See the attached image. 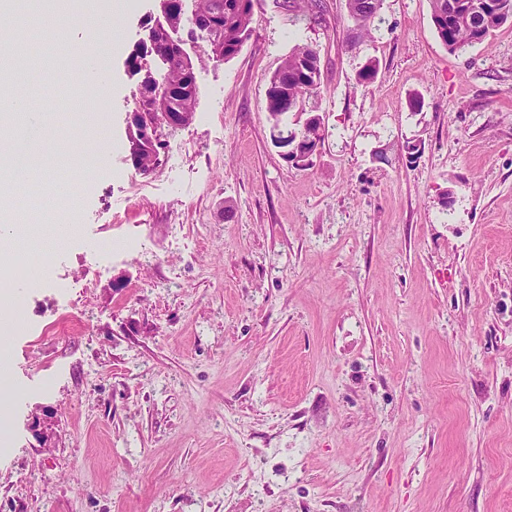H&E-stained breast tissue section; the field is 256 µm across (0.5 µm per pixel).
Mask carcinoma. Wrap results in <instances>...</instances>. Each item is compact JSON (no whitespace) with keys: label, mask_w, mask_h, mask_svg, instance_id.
<instances>
[{"label":"carcinoma","mask_w":512,"mask_h":512,"mask_svg":"<svg viewBox=\"0 0 512 512\" xmlns=\"http://www.w3.org/2000/svg\"><path fill=\"white\" fill-rule=\"evenodd\" d=\"M194 13L202 16L216 14L222 17L224 30L210 41L204 56L209 59H229L241 50L252 33L254 0H194ZM480 0H454L455 7L448 8V0H430L431 20L437 37L450 52L463 50L481 43L499 28L512 22V0H503L509 5V13H488V20L482 28H476ZM155 56L166 66L159 81L150 87V96L137 90L136 112H146L159 122L168 112L183 110L195 112L198 84L195 61L186 55L179 45L168 43L155 29H148L141 51L127 58V67L135 74L140 73L143 61ZM293 78L288 84V103H283L278 94V81L283 75ZM323 92L321 85L320 57L317 49L308 44L296 45L281 67L270 77L266 89V110L273 121L272 140L292 141L301 136L307 140H323L315 126L306 124L296 133L281 128L282 117L290 112L304 111L307 99ZM131 156H139L135 168L143 173L152 172L160 162L158 152L139 144L130 136Z\"/></svg>","instance_id":"carcinoma-1"}]
</instances>
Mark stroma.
Instances as JSON below:
<instances>
[{
  "label": "stroma",
  "instance_id": "obj_1",
  "mask_svg": "<svg viewBox=\"0 0 512 512\" xmlns=\"http://www.w3.org/2000/svg\"><path fill=\"white\" fill-rule=\"evenodd\" d=\"M318 2L255 0L148 175L125 61L158 0L106 39L104 94L63 47L16 85L63 167L8 186V245L43 275L9 310L0 512H512V24L452 53L430 0H384L353 47L346 0ZM41 16L12 0L0 47L27 50ZM303 43L324 140L292 167L266 89ZM60 176L82 189L59 215L38 200ZM130 144V154L134 163L133 165L139 172L148 174L159 165L160 158L158 152L154 149L141 146L132 131L130 134ZM136 155H139V161L135 160Z\"/></svg>",
  "mask_w": 512,
  "mask_h": 512
}]
</instances>
